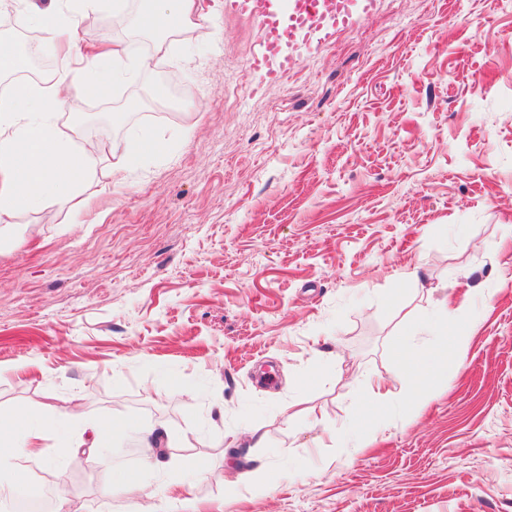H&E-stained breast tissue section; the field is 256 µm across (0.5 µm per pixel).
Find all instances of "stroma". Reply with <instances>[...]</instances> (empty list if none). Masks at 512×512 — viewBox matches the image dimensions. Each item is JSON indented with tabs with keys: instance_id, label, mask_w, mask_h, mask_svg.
<instances>
[{
	"instance_id": "35a3bbf8",
	"label": "stroma",
	"mask_w": 512,
	"mask_h": 512,
	"mask_svg": "<svg viewBox=\"0 0 512 512\" xmlns=\"http://www.w3.org/2000/svg\"><path fill=\"white\" fill-rule=\"evenodd\" d=\"M202 5L180 29H137L141 0L81 24L133 66L55 122L72 150L111 146L123 180L100 223L41 207L0 230V410L51 431L27 478L54 512H512V0H372L288 47L280 78L250 67L255 18ZM134 138L159 149L127 156ZM447 294L472 334L458 354L416 337L448 364L420 406L395 346ZM373 374L376 443L333 445ZM99 419L106 456L76 468ZM134 422L175 437L165 466ZM251 428L267 464L225 497Z\"/></svg>"
}]
</instances>
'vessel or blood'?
Here are the masks:
<instances>
[{
	"label": "vessel or blood",
	"mask_w": 512,
	"mask_h": 512,
	"mask_svg": "<svg viewBox=\"0 0 512 512\" xmlns=\"http://www.w3.org/2000/svg\"><path fill=\"white\" fill-rule=\"evenodd\" d=\"M235 9L254 10L261 31L262 43L254 57L256 69L269 75L287 72L294 61L281 47L287 41L303 37L313 22H321L324 29L348 25L363 0H290L287 8H280L278 0H227Z\"/></svg>",
	"instance_id": "vessel-or-blood-1"
}]
</instances>
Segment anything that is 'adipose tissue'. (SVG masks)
<instances>
[{"label": "adipose tissue", "instance_id": "1", "mask_svg": "<svg viewBox=\"0 0 512 512\" xmlns=\"http://www.w3.org/2000/svg\"><path fill=\"white\" fill-rule=\"evenodd\" d=\"M23 16L47 36V47L57 51L71 35V26L86 11L103 7L104 0H52L40 7L36 0H21ZM196 0H144L137 17L141 29L151 31L169 21L188 22ZM76 67L53 72L39 82H20L0 93V223L11 224L20 212L45 204L81 215L88 213L91 172L115 176L107 151L100 146L74 152L61 137L53 116L71 97L108 99L113 76L126 72L128 51L120 45H103L92 53L77 54ZM416 321L400 340L397 360L405 381L415 387L418 398L430 400L447 370H434L422 352L412 350L408 339L423 331ZM45 434L33 424L28 412L16 408L0 412V463H15L17 481L26 474L21 459L42 454Z\"/></svg>", "mask_w": 512, "mask_h": 512}]
</instances>
